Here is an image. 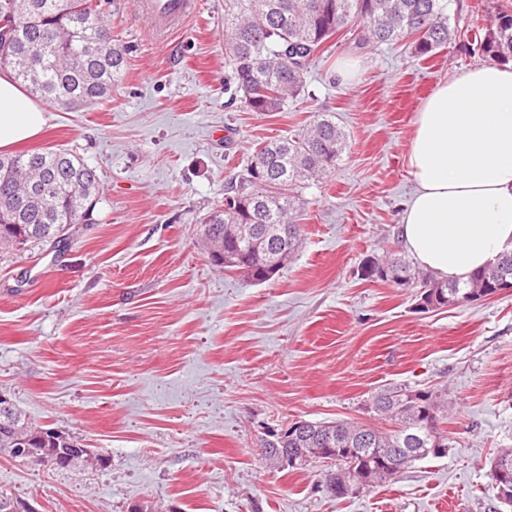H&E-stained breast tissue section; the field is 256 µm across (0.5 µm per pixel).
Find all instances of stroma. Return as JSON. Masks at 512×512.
<instances>
[{
    "label": "stroma",
    "instance_id": "1",
    "mask_svg": "<svg viewBox=\"0 0 512 512\" xmlns=\"http://www.w3.org/2000/svg\"><path fill=\"white\" fill-rule=\"evenodd\" d=\"M136 8L112 6L130 54L111 98L50 107L28 145L96 170L90 220L55 245L0 249V390L108 462L0 451V499L14 512H499L488 470L512 447V290L420 311L414 289L362 275L401 248L414 113L482 56L464 38L428 61L383 45L343 82L338 45L310 65L304 97L250 112L224 92V0H194L169 46ZM318 112L348 147L303 192L301 248L260 285L215 266L205 214L258 143ZM434 384L448 387V453L395 481L336 499L318 487L323 464L280 471L260 454L293 420L382 426L376 390Z\"/></svg>",
    "mask_w": 512,
    "mask_h": 512
}]
</instances>
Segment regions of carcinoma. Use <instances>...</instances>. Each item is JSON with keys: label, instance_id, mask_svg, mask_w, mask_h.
<instances>
[{"label": "carcinoma", "instance_id": "1", "mask_svg": "<svg viewBox=\"0 0 512 512\" xmlns=\"http://www.w3.org/2000/svg\"><path fill=\"white\" fill-rule=\"evenodd\" d=\"M108 0H0V68L42 100L63 109L87 107L112 96L124 73L128 49L112 37L104 19ZM470 32L481 55L492 62L512 59V7L501 9ZM448 0H224V61L231 98L251 112H279L305 93L314 59L337 41L360 53L382 43L409 42L416 55L430 58L456 39ZM347 137L330 112H319L290 137L270 140L228 183L224 208L205 222L211 242L236 256L238 271L257 284L271 280L299 250L301 194L309 182L336 165ZM100 192L96 170L67 149L0 155V246L47 242L67 224L88 220V202ZM227 224H250L251 238L226 234ZM288 225V235H270L269 225ZM365 278L398 287L415 284L437 309L476 300V295L512 284V253L476 272L464 285L440 281L394 253L364 262ZM373 409L391 424L378 429L358 421H310L306 439L283 447L295 454L332 448L330 469L321 485L336 498L359 493L390 478L380 472L383 453L403 455L401 470L448 452V388H384L372 396ZM13 428L34 435L32 447L47 461L69 458L80 443L59 430L38 434L41 426L14 411ZM512 463V448L496 449L489 476L499 502L512 507L511 488L498 476L501 461Z\"/></svg>", "mask_w": 512, "mask_h": 512}]
</instances>
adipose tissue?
<instances>
[{
  "label": "adipose tissue",
  "instance_id": "obj_1",
  "mask_svg": "<svg viewBox=\"0 0 512 512\" xmlns=\"http://www.w3.org/2000/svg\"><path fill=\"white\" fill-rule=\"evenodd\" d=\"M48 122L45 105L0 73V151ZM412 127L402 245L438 279L466 283L512 250V65H476L440 83Z\"/></svg>",
  "mask_w": 512,
  "mask_h": 512
}]
</instances>
